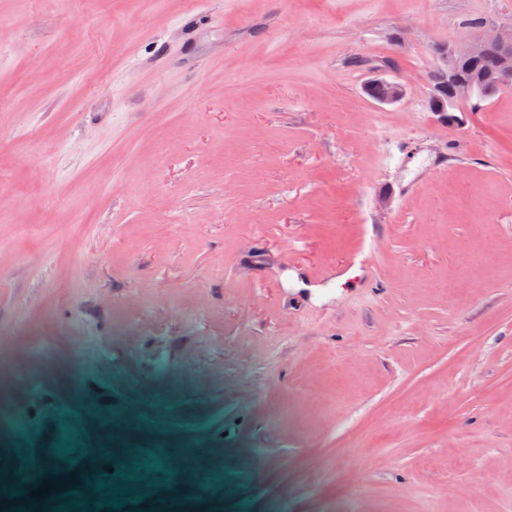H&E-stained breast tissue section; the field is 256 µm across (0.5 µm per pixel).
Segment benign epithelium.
<instances>
[{
	"instance_id": "7a95c632",
	"label": "benign epithelium",
	"mask_w": 512,
	"mask_h": 512,
	"mask_svg": "<svg viewBox=\"0 0 512 512\" xmlns=\"http://www.w3.org/2000/svg\"><path fill=\"white\" fill-rule=\"evenodd\" d=\"M490 50L499 51L504 55L502 79L506 83L512 82V29L506 31L486 28L463 44L446 47V63L438 69V78L431 84L428 96L429 110L438 114L442 118V122H448V108L442 103L443 98L451 100L459 94H472V90L459 79L458 61L465 58H477ZM367 86L383 88V95L376 99L379 104H394L405 95V86L397 79L374 77L367 82Z\"/></svg>"
}]
</instances>
